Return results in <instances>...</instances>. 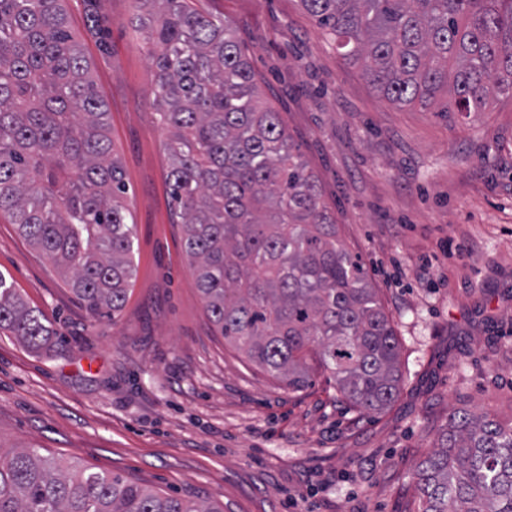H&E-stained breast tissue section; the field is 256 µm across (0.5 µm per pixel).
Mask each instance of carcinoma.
<instances>
[{"label":"carcinoma","instance_id":"obj_1","mask_svg":"<svg viewBox=\"0 0 512 512\" xmlns=\"http://www.w3.org/2000/svg\"><path fill=\"white\" fill-rule=\"evenodd\" d=\"M65 0H0V213L94 317L125 306L129 191ZM382 98L468 119L512 93V0H300ZM157 68L167 185L207 315L224 342L299 390L318 370L353 407L401 392L399 342L359 257L337 242L318 176L263 105L231 25L192 0H137ZM0 335L39 350L54 331L0 273ZM415 512H512V424L448 415L414 474ZM0 512H223L118 474L0 450Z\"/></svg>","mask_w":512,"mask_h":512}]
</instances>
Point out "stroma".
<instances>
[{"mask_svg":"<svg viewBox=\"0 0 512 512\" xmlns=\"http://www.w3.org/2000/svg\"><path fill=\"white\" fill-rule=\"evenodd\" d=\"M228 20L319 176L399 340L398 400L365 413L324 373L293 392L225 345L171 216L168 132L135 0H66L107 104L134 220L132 294L90 316L0 215V272L65 339L0 336V446L39 448L224 512H412L450 412L512 419V96L469 120L373 92L300 0H193Z\"/></svg>","mask_w":512,"mask_h":512,"instance_id":"1","label":"stroma"}]
</instances>
